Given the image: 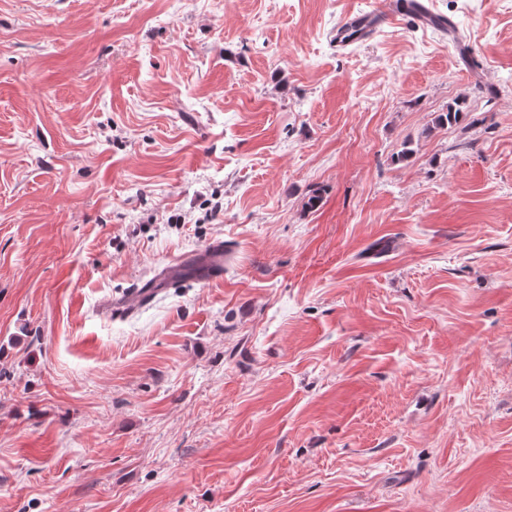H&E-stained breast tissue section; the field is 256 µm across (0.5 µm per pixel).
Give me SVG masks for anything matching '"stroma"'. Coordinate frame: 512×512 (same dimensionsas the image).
<instances>
[{
    "instance_id": "1",
    "label": "stroma",
    "mask_w": 512,
    "mask_h": 512,
    "mask_svg": "<svg viewBox=\"0 0 512 512\" xmlns=\"http://www.w3.org/2000/svg\"><path fill=\"white\" fill-rule=\"evenodd\" d=\"M379 2L0 0V512H512V0ZM377 24L379 21L372 11L366 16L347 15L336 28V47L342 49L370 38Z\"/></svg>"
}]
</instances>
